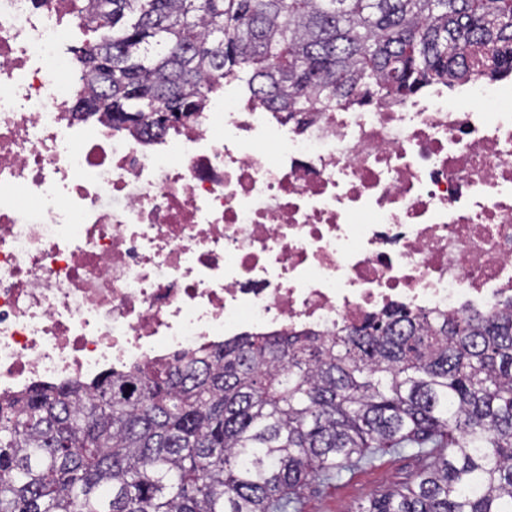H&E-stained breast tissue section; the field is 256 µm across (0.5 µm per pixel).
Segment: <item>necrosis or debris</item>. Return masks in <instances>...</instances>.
Wrapping results in <instances>:
<instances>
[{
  "label": "necrosis or debris",
  "mask_w": 512,
  "mask_h": 512,
  "mask_svg": "<svg viewBox=\"0 0 512 512\" xmlns=\"http://www.w3.org/2000/svg\"><path fill=\"white\" fill-rule=\"evenodd\" d=\"M85 0H0V397L400 306L512 303V81L156 137L77 117Z\"/></svg>",
  "instance_id": "necrosis-or-debris-1"
}]
</instances>
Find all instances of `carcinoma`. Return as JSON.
<instances>
[{"mask_svg": "<svg viewBox=\"0 0 512 512\" xmlns=\"http://www.w3.org/2000/svg\"><path fill=\"white\" fill-rule=\"evenodd\" d=\"M76 111L162 135L226 85L291 119L512 73V0H90ZM421 461L357 512H512V307L396 308L244 334L0 400V512H288L378 453Z\"/></svg>", "mask_w": 512, "mask_h": 512, "instance_id": "cac0c4a2", "label": "carcinoma"}]
</instances>
